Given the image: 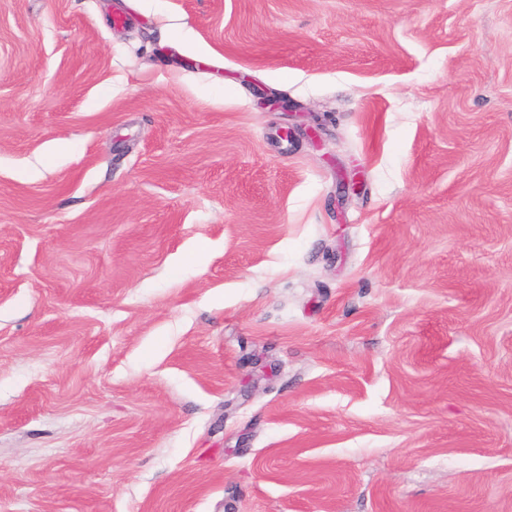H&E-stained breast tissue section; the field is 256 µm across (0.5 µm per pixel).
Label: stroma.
Segmentation results:
<instances>
[{
    "mask_svg": "<svg viewBox=\"0 0 512 512\" xmlns=\"http://www.w3.org/2000/svg\"><path fill=\"white\" fill-rule=\"evenodd\" d=\"M0 512H512V0H0Z\"/></svg>",
    "mask_w": 512,
    "mask_h": 512,
    "instance_id": "35a3bbf8",
    "label": "stroma"
}]
</instances>
